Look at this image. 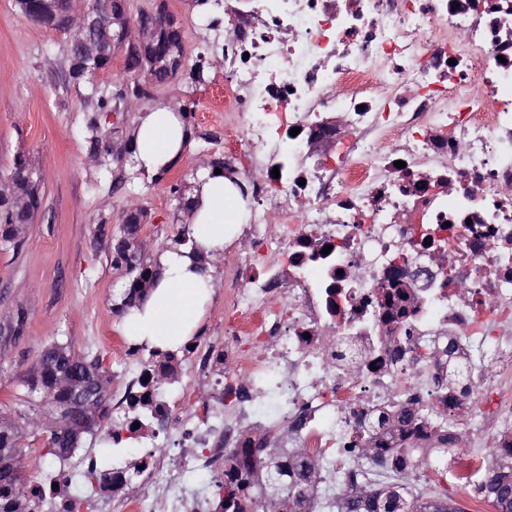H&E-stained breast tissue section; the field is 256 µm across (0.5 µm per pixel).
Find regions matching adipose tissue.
I'll use <instances>...</instances> for the list:
<instances>
[{"label": "adipose tissue", "instance_id": "adipose-tissue-1", "mask_svg": "<svg viewBox=\"0 0 512 512\" xmlns=\"http://www.w3.org/2000/svg\"><path fill=\"white\" fill-rule=\"evenodd\" d=\"M187 143L186 115L173 106L145 113L133 135L138 167L148 173L170 168ZM193 198L189 224L196 256L163 253L162 275L148 290L142 311H131L121 324L123 335L150 348L178 346L196 330L213 294L210 262L223 254L231 229L246 213L233 184L209 169Z\"/></svg>", "mask_w": 512, "mask_h": 512}]
</instances>
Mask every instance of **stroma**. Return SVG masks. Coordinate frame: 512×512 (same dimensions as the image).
<instances>
[{"instance_id": "obj_1", "label": "stroma", "mask_w": 512, "mask_h": 512, "mask_svg": "<svg viewBox=\"0 0 512 512\" xmlns=\"http://www.w3.org/2000/svg\"><path fill=\"white\" fill-rule=\"evenodd\" d=\"M183 32L184 60L179 73L159 84L148 69L128 73L126 54L118 51L95 84L111 93L125 81L143 86L148 98L136 108L118 107L104 125L111 152L92 162L87 153L88 121L95 101L85 86L67 78L70 37L23 14L15 0H0V180L7 178L17 155H25L42 174L44 200L34 224L18 237V247L0 248V322L24 311L22 333L0 339V416L21 427L24 475L57 468L48 452L49 431L36 425L52 407L36 403L22 384L52 344L70 345L86 360L112 358V338L122 316L116 294L128 280L125 268L111 262L110 230L129 206L143 208L148 219L142 235L144 261L157 263L166 246L186 235L188 217L172 186L195 185L200 169L224 153V137L204 131L198 112L205 92L188 77L199 57L209 58L207 72L222 75L214 64L213 34L199 22L191 0H129L130 15L154 11L158 2ZM166 103L190 105V145L167 172L148 174L120 163L117 150L133 136L141 112ZM107 234H100L99 225ZM232 253L214 262L217 288L198 333L215 336L224 323L223 286L234 274Z\"/></svg>"}]
</instances>
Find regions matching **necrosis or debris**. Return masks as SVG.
Masks as SVG:
<instances>
[{
    "label": "necrosis or debris",
    "instance_id": "1",
    "mask_svg": "<svg viewBox=\"0 0 512 512\" xmlns=\"http://www.w3.org/2000/svg\"><path fill=\"white\" fill-rule=\"evenodd\" d=\"M222 22L209 107L237 132L224 177L254 249L224 334L124 344L111 465L65 458L28 482L32 512H222L268 438L346 500L400 483L364 447L474 420L450 472L489 512L483 450L512 447V0H224Z\"/></svg>",
    "mask_w": 512,
    "mask_h": 512
}]
</instances>
